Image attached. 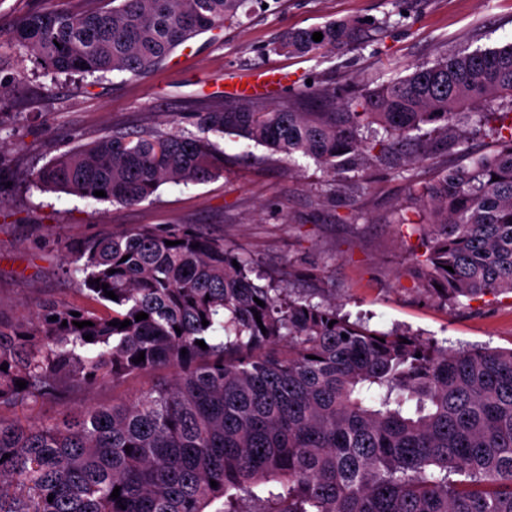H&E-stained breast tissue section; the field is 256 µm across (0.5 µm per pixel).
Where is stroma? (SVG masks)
<instances>
[{
  "label": "stroma",
  "instance_id": "obj_1",
  "mask_svg": "<svg viewBox=\"0 0 512 512\" xmlns=\"http://www.w3.org/2000/svg\"><path fill=\"white\" fill-rule=\"evenodd\" d=\"M81 0H0V319L21 321L46 301L86 299L66 266L69 245L136 225L197 229L251 256L260 273L301 295L322 293L374 330H407L458 349L512 348V294L446 304L426 294L416 271L428 218L410 200L391 161L339 181L307 157H287L234 135H212L222 172L202 184L162 185L137 204L37 187V171L63 152L120 130L199 135L195 115L232 101L225 77L279 68L282 105L307 86L353 96L403 76L407 66L512 42V0H245L234 21L200 34L156 70L103 79L45 69L10 39L26 13L77 8ZM362 21L359 46L290 55L289 31ZM165 368L72 395L68 407L132 398L168 376Z\"/></svg>",
  "mask_w": 512,
  "mask_h": 512
}]
</instances>
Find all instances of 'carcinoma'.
I'll return each mask as SVG.
<instances>
[{
  "mask_svg": "<svg viewBox=\"0 0 512 512\" xmlns=\"http://www.w3.org/2000/svg\"><path fill=\"white\" fill-rule=\"evenodd\" d=\"M112 3L32 11L12 38L59 74L139 76L235 19L243 0ZM360 31L351 20L298 29L279 50L352 47ZM483 103L497 111H466ZM196 123L309 157L335 177L401 151L427 124L434 145L448 148L488 129L491 153L432 183L412 173L425 152L396 169L431 216L417 260L425 291L448 303L512 293V44L413 65L339 112L241 99ZM222 169L205 137L114 131L63 153L36 182L135 204ZM72 253L87 306L47 301L24 322L0 320V458L9 455L0 512H512V349L450 350L407 331H372L334 302L255 283L251 259L186 227L108 233ZM140 312L148 318L135 320ZM161 366L171 378L131 401L18 417L32 403L59 405Z\"/></svg>",
  "mask_w": 512,
  "mask_h": 512,
  "instance_id": "carcinoma-1",
  "label": "carcinoma"
}]
</instances>
